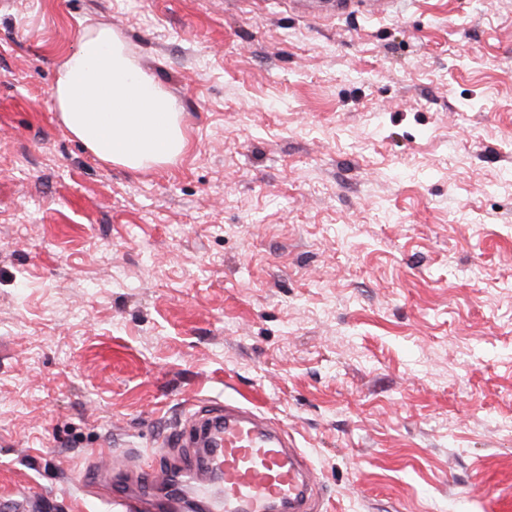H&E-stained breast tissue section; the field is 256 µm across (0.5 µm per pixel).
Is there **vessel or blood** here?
I'll return each instance as SVG.
<instances>
[{
  "mask_svg": "<svg viewBox=\"0 0 512 512\" xmlns=\"http://www.w3.org/2000/svg\"><path fill=\"white\" fill-rule=\"evenodd\" d=\"M361 4L372 16L389 14L395 0H332L336 14ZM184 454L175 466L146 464L142 487L153 490L156 512H173L192 492L205 512H313L320 497L313 469L287 433L234 402L202 406L172 442ZM113 507L134 512L128 481L112 474Z\"/></svg>",
  "mask_w": 512,
  "mask_h": 512,
  "instance_id": "1",
  "label": "vessel or blood"
}]
</instances>
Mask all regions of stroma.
<instances>
[{
	"instance_id": "1",
	"label": "stroma",
	"mask_w": 512,
	"mask_h": 512,
	"mask_svg": "<svg viewBox=\"0 0 512 512\" xmlns=\"http://www.w3.org/2000/svg\"><path fill=\"white\" fill-rule=\"evenodd\" d=\"M98 25L171 95L174 162L61 126ZM224 399L320 512L512 498V0H0V500L108 512L113 461L136 483Z\"/></svg>"
}]
</instances>
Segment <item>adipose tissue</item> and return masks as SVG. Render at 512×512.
<instances>
[{
  "mask_svg": "<svg viewBox=\"0 0 512 512\" xmlns=\"http://www.w3.org/2000/svg\"><path fill=\"white\" fill-rule=\"evenodd\" d=\"M65 129L97 159L138 169L186 147L179 114L110 27H88L49 90Z\"/></svg>",
  "mask_w": 512,
  "mask_h": 512,
  "instance_id": "1",
  "label": "adipose tissue"
}]
</instances>
